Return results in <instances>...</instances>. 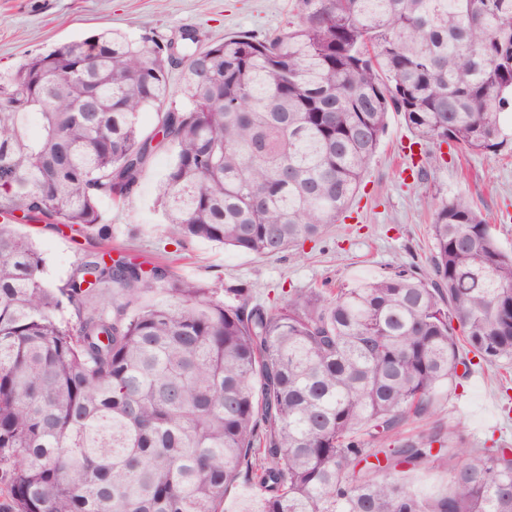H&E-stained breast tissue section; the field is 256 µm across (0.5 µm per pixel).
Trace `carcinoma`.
<instances>
[{"label": "carcinoma", "mask_w": 512, "mask_h": 512, "mask_svg": "<svg viewBox=\"0 0 512 512\" xmlns=\"http://www.w3.org/2000/svg\"><path fill=\"white\" fill-rule=\"evenodd\" d=\"M511 107L512 0H298L263 39L176 58L106 30L0 79V512H223L241 477L260 512H512L509 446L439 448L448 486L432 495L408 474L440 431L369 447L431 412L460 347L512 359V254L468 199L434 207L427 268L273 308L106 262L99 212L172 148L171 238L276 257L347 211L388 113L481 153L503 146ZM18 212L104 249L52 288ZM156 288L170 299L142 303Z\"/></svg>", "instance_id": "1"}]
</instances>
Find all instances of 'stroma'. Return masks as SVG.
<instances>
[{
	"mask_svg": "<svg viewBox=\"0 0 512 512\" xmlns=\"http://www.w3.org/2000/svg\"><path fill=\"white\" fill-rule=\"evenodd\" d=\"M297 12L296 0H0V75L9 76L30 57L108 29L131 37L179 41L193 29L202 43L224 35L259 38L284 28ZM411 131L390 114L380 146L348 211L323 237L302 248L268 258L196 241L176 245L158 202L159 184L172 154L158 153L135 190L120 204L103 200V223L112 227L118 252L169 266L172 274L202 282L217 279L251 289L253 298L274 306L281 290H327L352 286L399 269L420 270L432 257V207L467 197L492 227L499 246L512 252V110L502 115L504 145L472 153L426 143L413 157L400 156L397 143ZM45 261L44 277L61 284L94 235L41 221L19 220ZM512 360L474 361L453 385L435 396L430 415L410 419L405 436L437 428L460 448L512 445Z\"/></svg>",
	"mask_w": 512,
	"mask_h": 512,
	"instance_id": "35a3bbf8",
	"label": "stroma"
}]
</instances>
